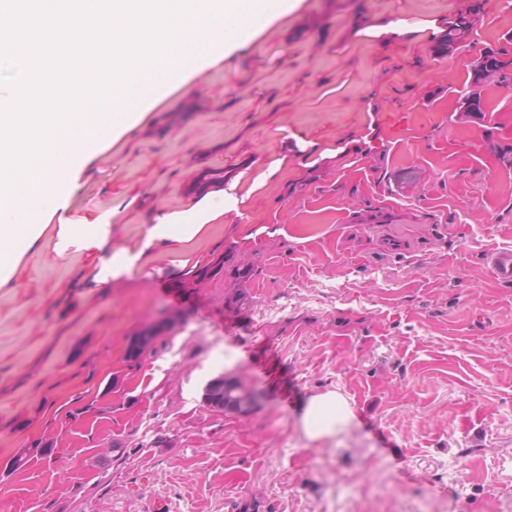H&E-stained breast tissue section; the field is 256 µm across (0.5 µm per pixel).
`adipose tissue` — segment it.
Wrapping results in <instances>:
<instances>
[{"label":"adipose tissue","instance_id":"adipose-tissue-1","mask_svg":"<svg viewBox=\"0 0 512 512\" xmlns=\"http://www.w3.org/2000/svg\"><path fill=\"white\" fill-rule=\"evenodd\" d=\"M236 198L227 191L207 193L197 198L184 212L156 218L149 230L150 242L178 243L194 239L204 228L235 209ZM355 421L354 410L348 399L336 390L311 394L298 419V427L306 440L322 442L349 430Z\"/></svg>","mask_w":512,"mask_h":512}]
</instances>
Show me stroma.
<instances>
[{"label":"stroma","instance_id":"stroma-1","mask_svg":"<svg viewBox=\"0 0 512 512\" xmlns=\"http://www.w3.org/2000/svg\"><path fill=\"white\" fill-rule=\"evenodd\" d=\"M475 2L292 0L82 162L69 219L150 254L101 281L50 228L0 288V512H512V283L485 262L512 248V84L460 109L481 52L512 60V0ZM208 168L238 208L148 244ZM220 376L249 413L205 402ZM328 389L355 423L307 441ZM475 18L468 15H460L448 21L447 29L435 47L436 54L447 56L451 54L457 45L463 43L470 34ZM172 322V319H164L156 326L133 336L127 347V361L138 366L144 357L154 351L156 340L161 334L171 329Z\"/></svg>","mask_w":512,"mask_h":512}]
</instances>
